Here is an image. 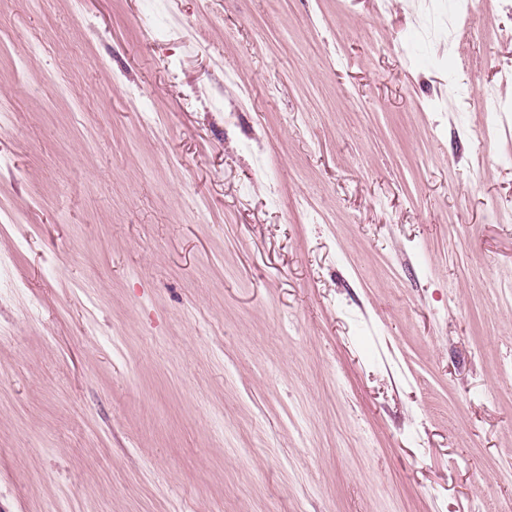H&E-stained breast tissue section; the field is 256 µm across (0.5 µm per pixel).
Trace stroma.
Returning <instances> with one entry per match:
<instances>
[{"mask_svg": "<svg viewBox=\"0 0 512 512\" xmlns=\"http://www.w3.org/2000/svg\"><path fill=\"white\" fill-rule=\"evenodd\" d=\"M510 211L512 0H0V512H512Z\"/></svg>", "mask_w": 512, "mask_h": 512, "instance_id": "35a3bbf8", "label": "stroma"}]
</instances>
